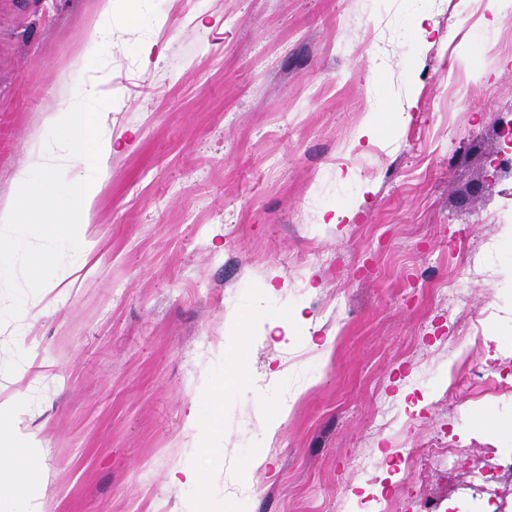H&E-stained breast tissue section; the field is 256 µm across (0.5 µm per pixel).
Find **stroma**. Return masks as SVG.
<instances>
[{
    "label": "stroma",
    "instance_id": "1",
    "mask_svg": "<svg viewBox=\"0 0 512 512\" xmlns=\"http://www.w3.org/2000/svg\"><path fill=\"white\" fill-rule=\"evenodd\" d=\"M97 6L0 0V202L91 79L116 148L90 256L47 239L0 271V401L42 447L46 512L512 499V180L490 165L512 17L116 0L90 56ZM113 1L99 0V9L94 21L92 38L87 44V52L100 54L112 48V26L115 21Z\"/></svg>",
    "mask_w": 512,
    "mask_h": 512
}]
</instances>
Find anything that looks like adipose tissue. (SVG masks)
<instances>
[{"label": "adipose tissue", "instance_id": "obj_1", "mask_svg": "<svg viewBox=\"0 0 512 512\" xmlns=\"http://www.w3.org/2000/svg\"><path fill=\"white\" fill-rule=\"evenodd\" d=\"M99 84L83 86L79 95L62 112L49 113L43 135L31 148L26 163L15 175L17 195L12 203L0 205V231L25 228L33 237L66 240L86 244L92 222V203L102 176L112 157V128L105 115L86 109L97 99ZM94 164L96 177L86 173ZM51 182L42 186L41 202H34L32 188L42 174ZM20 402H0V437L19 441L17 453L0 456V470L22 471L23 480L16 488L11 512H43L39 495L32 487L39 476L41 451L37 445L24 443Z\"/></svg>", "mask_w": 512, "mask_h": 512}]
</instances>
